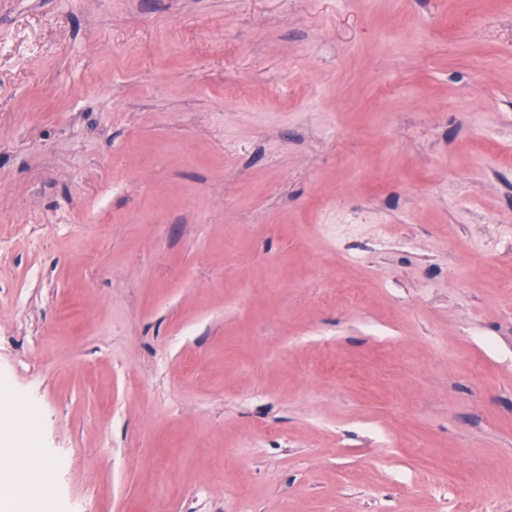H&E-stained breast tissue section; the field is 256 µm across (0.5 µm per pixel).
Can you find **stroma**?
Listing matches in <instances>:
<instances>
[{
  "label": "stroma",
  "mask_w": 512,
  "mask_h": 512,
  "mask_svg": "<svg viewBox=\"0 0 512 512\" xmlns=\"http://www.w3.org/2000/svg\"><path fill=\"white\" fill-rule=\"evenodd\" d=\"M511 274L512 0H0L56 512H512Z\"/></svg>",
  "instance_id": "obj_1"
}]
</instances>
